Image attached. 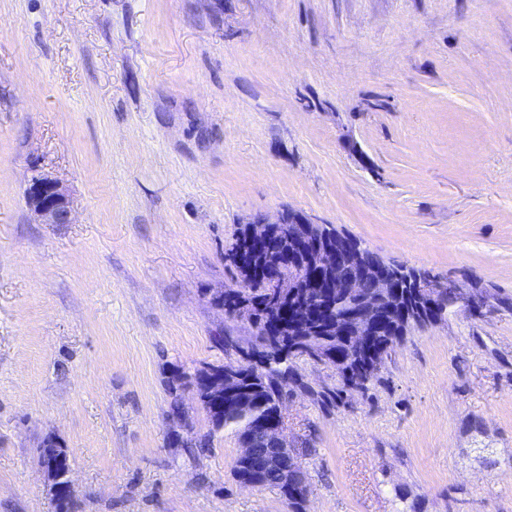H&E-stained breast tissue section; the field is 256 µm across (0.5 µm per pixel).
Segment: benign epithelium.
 Instances as JSON below:
<instances>
[{
	"label": "benign epithelium",
	"mask_w": 512,
	"mask_h": 512,
	"mask_svg": "<svg viewBox=\"0 0 512 512\" xmlns=\"http://www.w3.org/2000/svg\"><path fill=\"white\" fill-rule=\"evenodd\" d=\"M29 209L42 224L72 223V209L66 189L54 178L34 176L26 189ZM240 247L236 264L252 274L263 269L264 248L272 241L288 244L287 255L299 251L305 255V265L316 277L320 289L321 307H307V282L303 278L274 276L268 280L264 303L266 326L249 359L253 367L263 366L266 355L281 348L326 364L336 358L335 353L322 349L317 338L331 326L336 335L350 339L351 353L360 358L370 354L372 336L383 325L384 314L398 312L403 322L425 318L426 309L448 297V306L465 301L475 305V298L465 296L453 281L443 280L429 272L386 267L370 261V250L355 239L341 234L328 236L303 213L279 212L274 217H254L240 225ZM372 290L363 291L364 282ZM227 308L233 318L251 322L255 305L233 294H224ZM242 377L235 364L202 363L190 370L177 368L172 374V392L179 410L169 414L172 429L169 435L182 437L192 428L187 421L182 396L192 393L199 403H207L212 412L220 415L225 400L241 390ZM284 399L276 403L274 419L258 421L250 428V435L263 436L270 442L264 453L253 448V443L242 446L239 459L259 471L276 466L281 482L300 472L285 437ZM64 457L40 459V468L54 498L72 499L71 471H63Z\"/></svg>",
	"instance_id": "benign-epithelium-1"
}]
</instances>
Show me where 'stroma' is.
I'll use <instances>...</instances> for the list:
<instances>
[{
	"label": "stroma",
	"mask_w": 512,
	"mask_h": 512,
	"mask_svg": "<svg viewBox=\"0 0 512 512\" xmlns=\"http://www.w3.org/2000/svg\"><path fill=\"white\" fill-rule=\"evenodd\" d=\"M288 208L484 302L362 390L296 360L304 512H512V0H0V512H57L48 436L73 512H291L193 398L168 444L165 386L250 339L224 250ZM29 209L40 224L72 223V209L66 189L54 178L34 176L26 189ZM63 464V455L40 459L39 466L55 500L61 497L71 500L73 496L71 469H67L63 475Z\"/></svg>",
	"instance_id": "35a3bbf8"
}]
</instances>
